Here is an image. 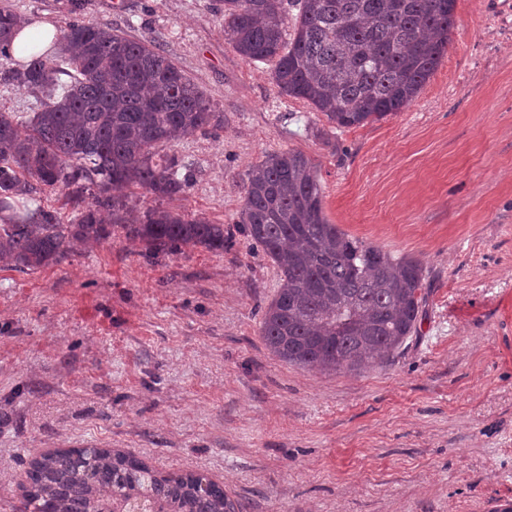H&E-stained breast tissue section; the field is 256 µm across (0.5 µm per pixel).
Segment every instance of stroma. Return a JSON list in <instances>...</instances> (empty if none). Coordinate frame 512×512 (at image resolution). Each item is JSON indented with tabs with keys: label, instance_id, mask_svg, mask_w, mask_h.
<instances>
[{
	"label": "stroma",
	"instance_id": "35a3bbf8",
	"mask_svg": "<svg viewBox=\"0 0 512 512\" xmlns=\"http://www.w3.org/2000/svg\"><path fill=\"white\" fill-rule=\"evenodd\" d=\"M155 40L224 115L160 145L189 164L163 207L224 249L148 255L115 233L35 272L0 266V512L54 448H117L223 485L238 512H512V0H457L451 43L397 114L333 129L224 38L217 0H8ZM313 160L330 223L424 266L415 332L323 375L260 336L280 276L236 221L266 155Z\"/></svg>",
	"mask_w": 512,
	"mask_h": 512
}]
</instances>
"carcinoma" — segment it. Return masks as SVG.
Returning <instances> with one entry per match:
<instances>
[{
	"mask_svg": "<svg viewBox=\"0 0 512 512\" xmlns=\"http://www.w3.org/2000/svg\"><path fill=\"white\" fill-rule=\"evenodd\" d=\"M224 39L247 62L272 65L279 93L304 101L334 128L363 126L408 106L450 44L456 0H222ZM297 6L292 33L288 7ZM23 22L0 4V56ZM62 52L0 72L43 98L19 122L0 113V264L59 265L74 243L100 245L119 228L151 253L224 250V225L161 207L128 224L125 191L186 193V165L154 160L175 136L224 125L221 113L153 40L72 21ZM61 189L76 219L20 209ZM237 224L281 274L260 333L281 360L326 374L384 362L416 330L424 267L351 238L327 219L316 165L301 152L270 154L243 185ZM19 512H102L110 499L147 512H235L224 487L193 473L162 474L110 448L57 450L25 471Z\"/></svg>",
	"mask_w": 512,
	"mask_h": 512,
	"instance_id": "1",
	"label": "carcinoma"
}]
</instances>
